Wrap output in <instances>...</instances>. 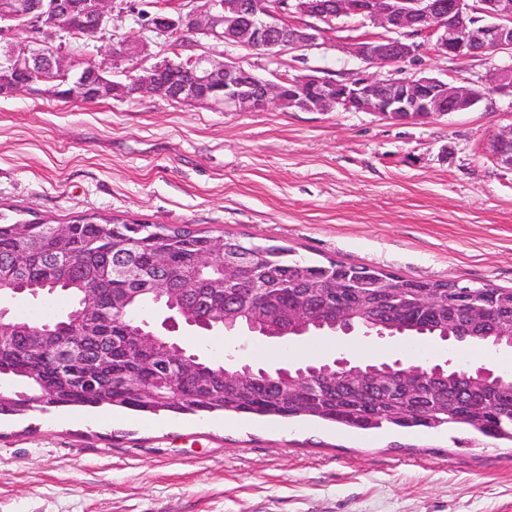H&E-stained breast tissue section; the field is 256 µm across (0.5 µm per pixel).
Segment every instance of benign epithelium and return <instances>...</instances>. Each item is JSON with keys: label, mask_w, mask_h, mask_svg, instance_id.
<instances>
[{"label": "benign epithelium", "mask_w": 512, "mask_h": 512, "mask_svg": "<svg viewBox=\"0 0 512 512\" xmlns=\"http://www.w3.org/2000/svg\"><path fill=\"white\" fill-rule=\"evenodd\" d=\"M292 14L316 24H285ZM355 16L385 30L357 39L348 51L362 62L392 64L418 60L422 45L414 36L434 39V51L443 58L492 59L512 57V0H203L176 18L147 15V26L159 35L201 32L215 41L233 43L269 53L299 51L320 45L333 16ZM112 16V0H0V74L9 78L7 91L29 90L56 98L77 95L94 99H124L131 94L219 107L226 112H261L271 108L307 112H370L399 122L424 121L433 116L465 112L489 94L512 97V68H490L481 81L456 85L434 75L380 79L358 71L341 80L305 75L279 82L254 77L242 66L200 56L189 63L163 59L126 81L112 80L107 67L92 59H77L55 44L53 36L70 35L89 45L101 40ZM493 157L512 168V125L492 140ZM240 274V265L226 259L220 277L212 281L224 288ZM82 325L79 314L59 327L57 347L65 355L79 351L73 327ZM136 349L158 353L161 336L138 329L127 337ZM399 362L366 365L341 356L324 366L300 365L274 370L249 366L224 370V379L283 377L288 392H300L322 374H340L353 385L389 380Z\"/></svg>", "instance_id": "benign-epithelium-1"}]
</instances>
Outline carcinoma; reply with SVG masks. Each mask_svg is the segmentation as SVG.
Here are the masks:
<instances>
[{
	"mask_svg": "<svg viewBox=\"0 0 512 512\" xmlns=\"http://www.w3.org/2000/svg\"><path fill=\"white\" fill-rule=\"evenodd\" d=\"M221 242L211 265L199 272L196 253L213 240ZM159 248L168 250L170 263L157 271L152 257ZM68 261L60 262L62 256ZM242 265L241 278L224 290L211 287L224 260ZM117 261L132 262L142 277L115 282L109 274ZM162 278L172 289L170 300L196 313L211 305L224 308V318L235 322L232 331L243 329L252 314L264 318L266 327L278 334L289 331L292 314L299 308L319 310L313 327L332 332L336 309L351 312L363 332L409 337H442L461 331L468 342L494 345L492 327L473 324L470 311L486 309L488 317L512 318V289L458 285L447 280L411 279L367 265H351L328 259L299 257L287 246L243 240L233 234L217 238L187 226L166 224H115L111 218H78L66 240L54 236L40 218L24 220L0 213V288L29 285L50 289L71 301V309H95L98 295L112 289L122 304L108 313L101 334L89 342V355L110 351L108 363L94 369L74 368L75 376L57 374L52 340L25 335L26 322L52 323L57 315L48 309L17 313L8 326L12 342L0 349V381H18L24 392L41 390L45 403L35 408L59 406L122 408L157 414L201 416L224 412L248 414L271 420L313 419L361 431L381 429L448 428L462 433L459 445H482L487 440L512 442V384L489 385L479 378L448 371L417 390L412 379L397 373L395 386L382 389L372 384L353 387L339 377L315 380L308 394L289 395L279 380L259 379L249 387L224 384V369L246 363L230 352L221 361L205 362L210 386L197 387L179 376L177 363L191 355L189 348L172 351L167 360H150L125 342V320H144L156 304L153 279ZM340 279L361 283L330 288ZM169 372L188 400L177 404L164 389L146 391L140 383ZM19 392L0 389V415L21 416L35 409Z\"/></svg>",
	"mask_w": 512,
	"mask_h": 512,
	"instance_id": "carcinoma-1",
	"label": "carcinoma"
}]
</instances>
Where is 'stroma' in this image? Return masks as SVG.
<instances>
[{"label":"stroma","mask_w":512,"mask_h":512,"mask_svg":"<svg viewBox=\"0 0 512 512\" xmlns=\"http://www.w3.org/2000/svg\"><path fill=\"white\" fill-rule=\"evenodd\" d=\"M191 7L115 0L104 39L77 55L101 60L133 38L146 48L114 66V79L177 53L234 62L274 82L339 80L363 67L345 43L379 33L348 20L319 47L271 54L202 34L180 45L146 26L145 13L175 17ZM494 64L512 58L445 59L427 45L418 63L374 72L424 71L467 85ZM510 125L512 99L497 95L418 123L340 110L225 112L158 97L0 95V212L54 224L101 216L186 225L315 261L512 288V168L489 150ZM174 335L202 357L237 348L266 369L311 347L321 360L449 357L435 338L356 332L283 343L186 325ZM0 512H512V446L459 447L445 429L361 433L220 412L126 410L86 424L33 411L0 416Z\"/></svg>","instance_id":"35a3bbf8"}]
</instances>
